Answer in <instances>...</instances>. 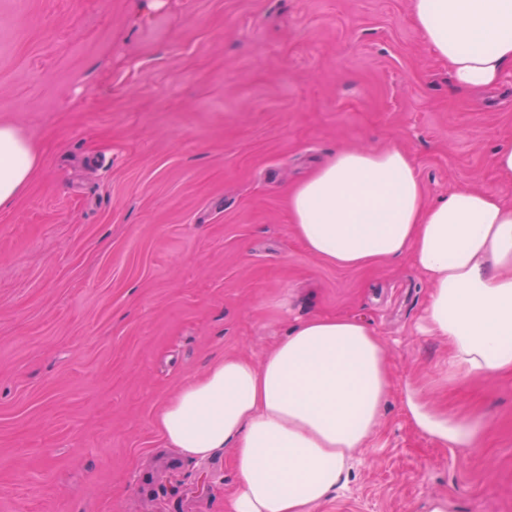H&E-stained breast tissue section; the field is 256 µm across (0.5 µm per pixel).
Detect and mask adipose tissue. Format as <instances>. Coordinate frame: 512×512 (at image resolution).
<instances>
[{
    "mask_svg": "<svg viewBox=\"0 0 512 512\" xmlns=\"http://www.w3.org/2000/svg\"><path fill=\"white\" fill-rule=\"evenodd\" d=\"M412 17L457 88L494 86L512 68V0H413ZM37 165L31 143L0 124V208ZM288 208L307 251L332 266L409 257L430 289L426 328L447 342L448 358L405 384V412L441 446L475 447L490 417L442 410L435 393L512 375V206L466 188L425 205L412 158L392 147L336 152L291 191ZM392 392L370 323L321 314L295 323L261 362L214 361L165 403L155 426L189 456L233 449L237 484L224 512H321L360 464Z\"/></svg>",
    "mask_w": 512,
    "mask_h": 512,
    "instance_id": "ef3b65f1",
    "label": "adipose tissue"
}]
</instances>
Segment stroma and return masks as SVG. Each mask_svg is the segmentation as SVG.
<instances>
[{
    "label": "stroma",
    "instance_id": "obj_1",
    "mask_svg": "<svg viewBox=\"0 0 512 512\" xmlns=\"http://www.w3.org/2000/svg\"><path fill=\"white\" fill-rule=\"evenodd\" d=\"M0 123L39 164L0 209V512H224L232 449L192 458L159 407L299 317H364L395 394L322 512H512V376L440 392L493 419L438 445L399 394L448 353L401 258L310 255L288 193L337 150L402 147L425 199L512 203V72L453 87L411 0H0Z\"/></svg>",
    "mask_w": 512,
    "mask_h": 512
}]
</instances>
